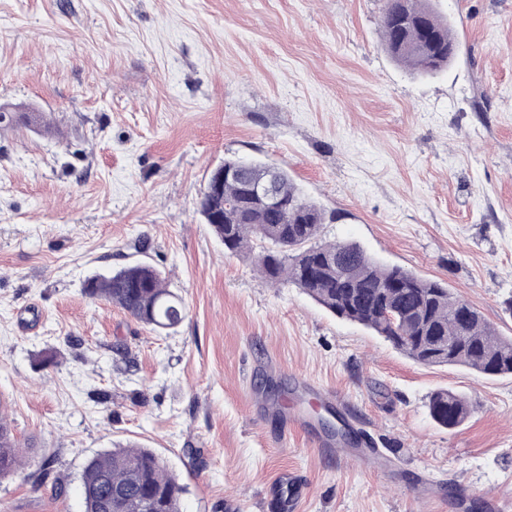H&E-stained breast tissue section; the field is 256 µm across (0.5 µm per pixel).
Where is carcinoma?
I'll return each instance as SVG.
<instances>
[{"instance_id":"carcinoma-1","label":"carcinoma","mask_w":512,"mask_h":512,"mask_svg":"<svg viewBox=\"0 0 512 512\" xmlns=\"http://www.w3.org/2000/svg\"><path fill=\"white\" fill-rule=\"evenodd\" d=\"M382 45L398 64L418 75H433L453 61L457 43L447 19L431 0H385ZM33 112L0 110V124L40 123ZM268 165L252 162L239 176L224 179L222 201L212 205L201 193V217L232 254L251 251V238L265 243L255 258L271 284L291 283L334 316L356 322L427 366H464L488 377L512 374V338H502L482 313L453 295L444 282L415 277L383 264L360 245L319 243L327 214L306 198L288 171L278 169L273 190L284 208L271 210L248 192L266 176ZM84 294L110 303L132 318L165 331L185 317L178 295L155 267L135 265L89 278ZM429 415L453 428L470 415L460 394L440 389L429 400ZM11 423L0 415V477L22 465ZM84 512H181L185 486L150 449L127 445L91 458L81 475ZM112 499V509L105 507Z\"/></svg>"}]
</instances>
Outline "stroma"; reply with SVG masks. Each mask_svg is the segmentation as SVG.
Segmentation results:
<instances>
[{
  "mask_svg": "<svg viewBox=\"0 0 512 512\" xmlns=\"http://www.w3.org/2000/svg\"><path fill=\"white\" fill-rule=\"evenodd\" d=\"M385 0H0V414L29 459L0 512H83L88 459L153 449L182 512H482L512 499V376L425 366L225 252L197 211L224 159L288 170L322 240L448 284L512 338V0H436L437 74L381 48ZM145 262L186 308L155 332L85 280ZM375 451L311 450L326 405ZM472 412L437 425L433 391ZM299 403L311 425L286 428ZM53 456L49 476L36 462Z\"/></svg>",
  "mask_w": 512,
  "mask_h": 512,
  "instance_id": "35a3bbf8",
  "label": "stroma"
}]
</instances>
